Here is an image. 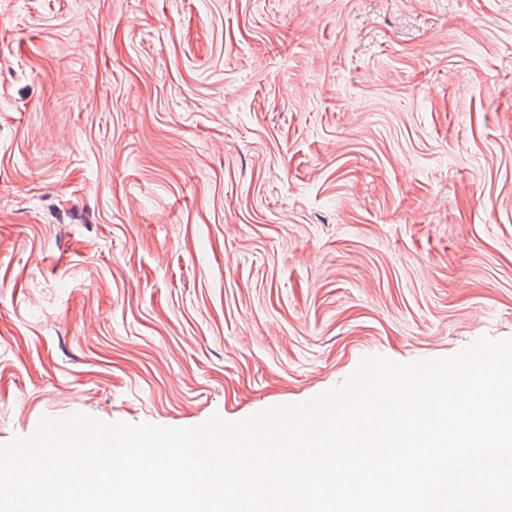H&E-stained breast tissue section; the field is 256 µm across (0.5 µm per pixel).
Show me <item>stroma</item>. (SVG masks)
<instances>
[{
	"instance_id": "1",
	"label": "stroma",
	"mask_w": 512,
	"mask_h": 512,
	"mask_svg": "<svg viewBox=\"0 0 512 512\" xmlns=\"http://www.w3.org/2000/svg\"><path fill=\"white\" fill-rule=\"evenodd\" d=\"M512 337V0H0V444L191 427Z\"/></svg>"
}]
</instances>
